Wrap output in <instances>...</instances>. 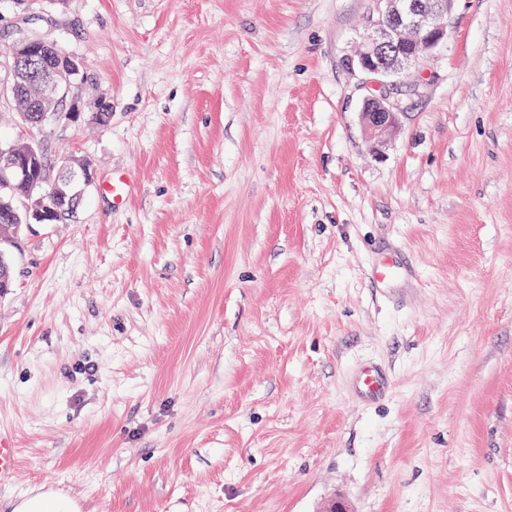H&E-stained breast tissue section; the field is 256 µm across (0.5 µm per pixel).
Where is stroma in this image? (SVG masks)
Listing matches in <instances>:
<instances>
[{
    "mask_svg": "<svg viewBox=\"0 0 512 512\" xmlns=\"http://www.w3.org/2000/svg\"><path fill=\"white\" fill-rule=\"evenodd\" d=\"M374 7L0 0V144L94 173L7 248L0 512L39 487L82 512H512V0H455L383 142L346 67ZM21 28L79 58L78 122L21 123ZM383 240L420 287H370ZM103 193L112 199V205H123L131 194V181L124 173L112 172V176L104 181ZM354 384L360 398L369 402L392 390V379L378 366L371 363L361 365L355 375ZM17 471V448L2 444L0 438V485L13 480Z\"/></svg>",
    "mask_w": 512,
    "mask_h": 512,
    "instance_id": "1",
    "label": "stroma"
}]
</instances>
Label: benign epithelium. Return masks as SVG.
Here are the masks:
<instances>
[{
	"label": "benign epithelium",
	"instance_id": "1",
	"mask_svg": "<svg viewBox=\"0 0 512 512\" xmlns=\"http://www.w3.org/2000/svg\"><path fill=\"white\" fill-rule=\"evenodd\" d=\"M454 0H376L375 12L368 18L367 36L347 68L365 76L360 119L372 137L384 140L399 125V106L394 90L398 76L417 66L426 56L448 41V26L437 19L451 12ZM12 59V90L17 108L24 112L29 99L18 90L29 85L35 92L38 122L45 126L60 121L76 122L81 112L76 103H67L73 87L71 75L78 72L77 63L68 71L57 67L52 59V43L36 34H24L7 46ZM69 104L68 110L62 105ZM42 159L40 145L31 142L19 160L16 148H0V185L25 183L38 194V207L33 218L38 224H53L56 211L45 203L53 199L67 205L70 213L77 212L86 189L92 184L86 160L71 158L58 168L57 175L38 179L32 176L30 165Z\"/></svg>",
	"mask_w": 512,
	"mask_h": 512
}]
</instances>
